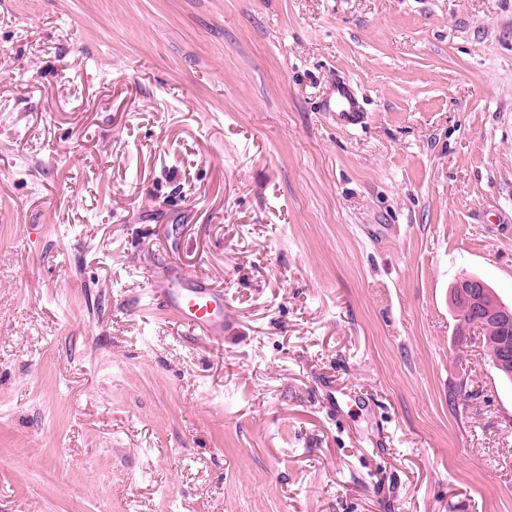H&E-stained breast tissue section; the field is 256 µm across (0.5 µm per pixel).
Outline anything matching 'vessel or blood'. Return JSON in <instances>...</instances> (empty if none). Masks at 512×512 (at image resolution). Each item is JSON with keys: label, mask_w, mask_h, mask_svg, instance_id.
Segmentation results:
<instances>
[{"label": "vessel or blood", "mask_w": 512, "mask_h": 512, "mask_svg": "<svg viewBox=\"0 0 512 512\" xmlns=\"http://www.w3.org/2000/svg\"><path fill=\"white\" fill-rule=\"evenodd\" d=\"M324 106L336 109L342 125H355L361 119L362 107L348 81H336ZM141 272L150 300L170 319L202 338H223L228 327L224 290L211 278L177 275L152 265Z\"/></svg>", "instance_id": "1"}]
</instances>
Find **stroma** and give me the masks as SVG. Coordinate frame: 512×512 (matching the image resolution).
<instances>
[{
  "mask_svg": "<svg viewBox=\"0 0 512 512\" xmlns=\"http://www.w3.org/2000/svg\"><path fill=\"white\" fill-rule=\"evenodd\" d=\"M466 275L512 303V0H0V512H512ZM324 106L328 110L334 108L331 111L335 113L337 121L345 126L358 124L363 112L351 84L346 80H336L333 94L326 99ZM139 268L150 300L170 319L202 338H224V288L209 277L176 275L152 265Z\"/></svg>",
  "mask_w": 512,
  "mask_h": 512,
  "instance_id": "stroma-1",
  "label": "stroma"
}]
</instances>
